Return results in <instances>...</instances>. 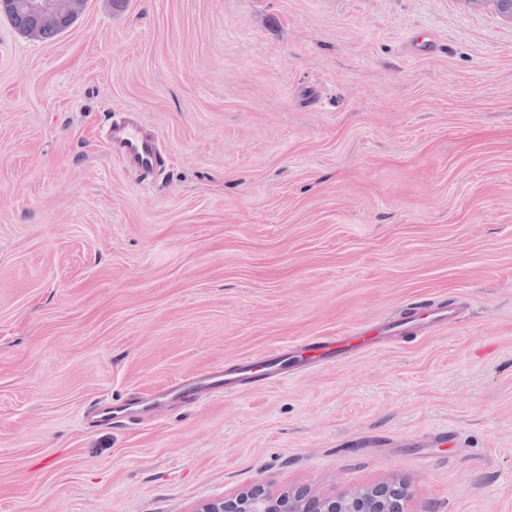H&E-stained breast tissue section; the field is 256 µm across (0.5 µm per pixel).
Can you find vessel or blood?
<instances>
[{
    "label": "vessel or blood",
    "instance_id": "obj_1",
    "mask_svg": "<svg viewBox=\"0 0 512 512\" xmlns=\"http://www.w3.org/2000/svg\"><path fill=\"white\" fill-rule=\"evenodd\" d=\"M107 143L112 153L129 170L145 179L154 177L162 169V154L153 130L141 115L135 112L111 117L107 128ZM408 318L381 321L371 332L351 331L345 336H330L309 345L307 350L277 348L257 357L242 361L238 368L227 371L215 366L193 376L168 382L161 387L162 396L180 406L202 403L205 399L242 390V379L250 374L285 378L313 367L329 365L342 360L348 353L368 346L372 335L399 331L408 325ZM146 399L120 402L99 401L91 407L98 426L112 428L125 424L143 410Z\"/></svg>",
    "mask_w": 512,
    "mask_h": 512
}]
</instances>
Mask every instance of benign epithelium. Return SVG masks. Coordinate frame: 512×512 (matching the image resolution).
<instances>
[{
  "label": "benign epithelium",
  "mask_w": 512,
  "mask_h": 512,
  "mask_svg": "<svg viewBox=\"0 0 512 512\" xmlns=\"http://www.w3.org/2000/svg\"><path fill=\"white\" fill-rule=\"evenodd\" d=\"M35 13H55L70 24L74 4L67 0H28ZM410 486L390 479L360 485L337 495H324L300 485L272 491L257 485L248 491L199 502L192 512H410Z\"/></svg>",
  "instance_id": "benign-epithelium-1"
}]
</instances>
